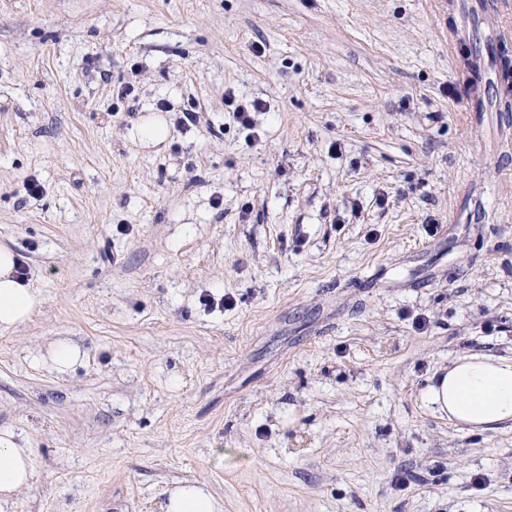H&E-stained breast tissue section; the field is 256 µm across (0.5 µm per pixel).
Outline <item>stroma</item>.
Here are the masks:
<instances>
[{
	"mask_svg": "<svg viewBox=\"0 0 512 512\" xmlns=\"http://www.w3.org/2000/svg\"><path fill=\"white\" fill-rule=\"evenodd\" d=\"M507 73L512 0H0V512H512V428L421 399L512 353ZM141 139L149 143H157L164 140L168 134V128L163 120L156 116H147L139 124ZM18 256L0 246V330L25 322L40 304V299L21 279L25 268L18 265ZM17 273V278H16ZM80 349L68 341L57 342L50 352L52 367L59 373H65L80 358ZM34 472L32 451L20 446L13 431H0V508L31 490ZM166 512H221L214 496L196 483L174 488L169 495Z\"/></svg>",
	"mask_w": 512,
	"mask_h": 512,
	"instance_id": "stroma-1",
	"label": "stroma"
}]
</instances>
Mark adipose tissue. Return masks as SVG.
Returning a JSON list of instances; mask_svg holds the SVG:
<instances>
[{"label": "adipose tissue", "mask_w": 512, "mask_h": 512, "mask_svg": "<svg viewBox=\"0 0 512 512\" xmlns=\"http://www.w3.org/2000/svg\"><path fill=\"white\" fill-rule=\"evenodd\" d=\"M18 258L0 247V330L25 322L40 299L16 277ZM422 398L449 422L469 432H484L512 423V355L471 353L439 367ZM34 460L13 431H0V507L31 490Z\"/></svg>", "instance_id": "1"}]
</instances>
